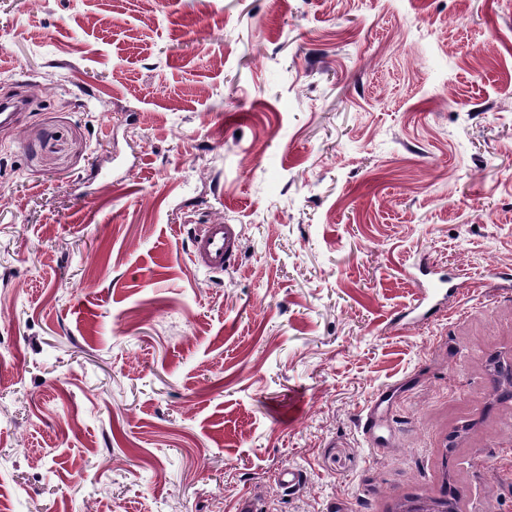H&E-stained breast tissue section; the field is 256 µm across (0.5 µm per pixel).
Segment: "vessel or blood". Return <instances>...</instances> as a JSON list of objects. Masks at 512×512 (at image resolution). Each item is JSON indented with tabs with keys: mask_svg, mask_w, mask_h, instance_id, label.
Instances as JSON below:
<instances>
[{
	"mask_svg": "<svg viewBox=\"0 0 512 512\" xmlns=\"http://www.w3.org/2000/svg\"><path fill=\"white\" fill-rule=\"evenodd\" d=\"M240 233L234 224H202L191 239V260L213 273L234 266L239 251Z\"/></svg>",
	"mask_w": 512,
	"mask_h": 512,
	"instance_id": "obj_1",
	"label": "vessel or blood"
}]
</instances>
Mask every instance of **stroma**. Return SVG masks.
I'll use <instances>...</instances> for the list:
<instances>
[{
  "label": "stroma",
  "mask_w": 512,
  "mask_h": 512,
  "mask_svg": "<svg viewBox=\"0 0 512 512\" xmlns=\"http://www.w3.org/2000/svg\"><path fill=\"white\" fill-rule=\"evenodd\" d=\"M4 92L5 512H512V0H0ZM240 233L235 224H201L191 239V260L211 273L234 266Z\"/></svg>",
  "instance_id": "35a3bbf8"
}]
</instances>
